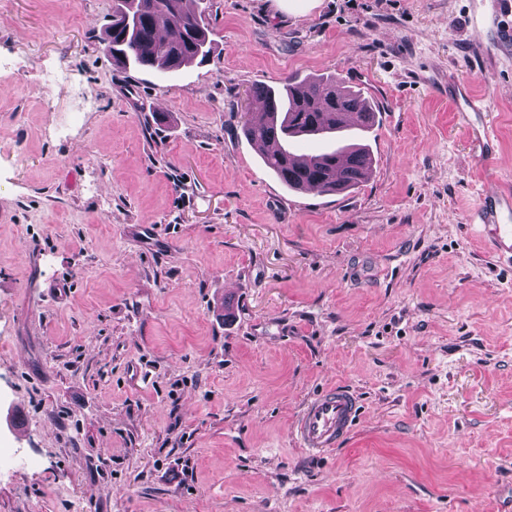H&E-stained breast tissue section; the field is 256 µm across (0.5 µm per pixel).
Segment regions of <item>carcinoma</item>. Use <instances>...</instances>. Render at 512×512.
<instances>
[{"mask_svg":"<svg viewBox=\"0 0 512 512\" xmlns=\"http://www.w3.org/2000/svg\"><path fill=\"white\" fill-rule=\"evenodd\" d=\"M201 0H120L105 29L104 45L116 64L128 68L174 73L205 59L211 48L210 31L202 23ZM253 96L265 107L250 113L242 134L252 143H276L263 153V162L295 191L343 193L367 181L373 159L361 143L313 155H295L297 137L334 138L350 123L346 112L364 115L361 128L373 126L375 112L368 99L332 79L288 82L280 89L256 86Z\"/></svg>","mask_w":512,"mask_h":512,"instance_id":"cac0c4a2","label":"carcinoma"}]
</instances>
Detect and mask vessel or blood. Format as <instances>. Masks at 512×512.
<instances>
[{
	"label": "vessel or blood",
	"instance_id": "b4317fda",
	"mask_svg": "<svg viewBox=\"0 0 512 512\" xmlns=\"http://www.w3.org/2000/svg\"><path fill=\"white\" fill-rule=\"evenodd\" d=\"M458 111L472 114L470 150L482 171L491 170L498 143V126L484 99L472 95L465 85L455 89ZM477 225L479 237L500 262L512 264V180L498 179L483 190L467 217ZM359 401L353 390L338 385L314 394L296 418L294 434L300 447L315 456L329 454L353 432L359 416Z\"/></svg>",
	"mask_w": 512,
	"mask_h": 512
}]
</instances>
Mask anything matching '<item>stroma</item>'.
Wrapping results in <instances>:
<instances>
[{"label":"stroma","mask_w":512,"mask_h":512,"mask_svg":"<svg viewBox=\"0 0 512 512\" xmlns=\"http://www.w3.org/2000/svg\"><path fill=\"white\" fill-rule=\"evenodd\" d=\"M116 0H0V408L39 459L0 512H512V267L448 90L497 118L512 50L478 0H204L170 80L100 41ZM57 72L61 83H50ZM333 76L380 106L371 177L289 190L249 91ZM346 385L350 438L292 426ZM495 186L483 190L478 204L468 214L467 222L477 224L479 238L499 262L512 264V181L493 179ZM353 390L336 385L314 394L303 406L294 426L295 439L307 453L325 456L353 432L359 416Z\"/></svg>","instance_id":"stroma-1"}]
</instances>
